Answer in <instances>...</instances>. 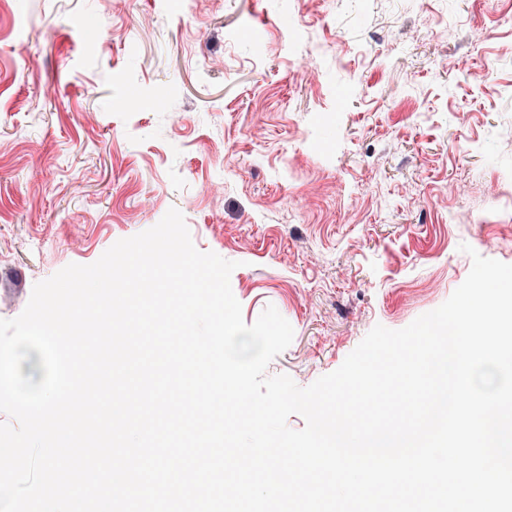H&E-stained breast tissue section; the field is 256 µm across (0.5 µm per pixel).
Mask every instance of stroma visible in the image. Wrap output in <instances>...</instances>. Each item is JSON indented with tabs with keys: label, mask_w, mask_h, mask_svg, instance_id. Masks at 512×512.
Here are the masks:
<instances>
[{
	"label": "stroma",
	"mask_w": 512,
	"mask_h": 512,
	"mask_svg": "<svg viewBox=\"0 0 512 512\" xmlns=\"http://www.w3.org/2000/svg\"><path fill=\"white\" fill-rule=\"evenodd\" d=\"M512 0H5L0 319L170 208L306 387L512 264ZM486 29L470 43V27ZM471 253L461 252V244Z\"/></svg>",
	"instance_id": "1"
}]
</instances>
